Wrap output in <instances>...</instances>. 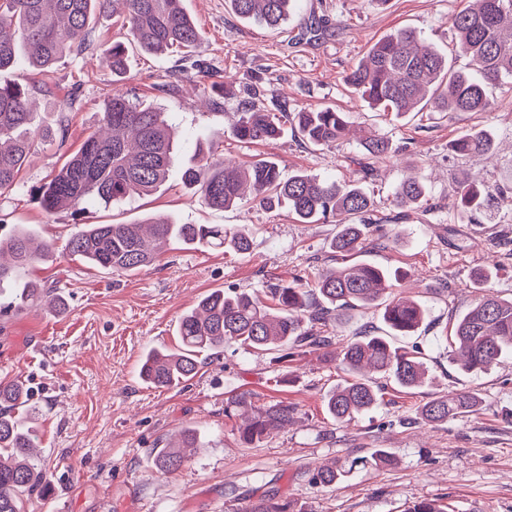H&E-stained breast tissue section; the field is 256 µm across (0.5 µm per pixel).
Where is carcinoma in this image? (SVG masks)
I'll use <instances>...</instances> for the list:
<instances>
[{
	"instance_id": "obj_1",
	"label": "carcinoma",
	"mask_w": 512,
	"mask_h": 512,
	"mask_svg": "<svg viewBox=\"0 0 512 512\" xmlns=\"http://www.w3.org/2000/svg\"><path fill=\"white\" fill-rule=\"evenodd\" d=\"M292 0H230L240 18L253 19L276 28L288 19ZM450 19L456 31L455 58L465 59L468 69H458L433 44L421 41L415 31L401 29L375 42L344 82L372 108L397 116L420 112H490L494 101L487 87L512 77V0H475ZM121 6L129 20L130 43L141 51L162 54L179 49L188 54L199 32L182 6V0H0V72L31 66L46 70L67 53L90 45L89 23L97 11ZM28 89L14 82H0V195L12 192L21 171L28 165L35 138L51 142L56 130L32 127ZM101 129L86 136L79 150L49 181L39 187L37 200L52 214L61 208L81 212L89 206L113 205L146 196L171 173L174 134L163 113L114 92L107 97ZM288 123L285 112H270L254 97L245 106L231 135L241 142L274 140ZM294 128L301 139L313 145L333 144L346 136L344 113L331 108L299 112ZM371 156L389 153V143L377 136L361 141ZM493 142L485 132H466L453 140L450 150L460 155L480 156ZM182 179L206 206L223 210L242 198L251 187L259 202L271 207L285 203L303 224L336 220L338 231L332 244L347 256L359 253L366 239L367 224H353L370 211V197L353 181L328 182L305 173L282 176L278 164L261 158L242 166L224 162L213 146H197L195 162ZM458 205L465 211L484 207L488 193L463 186ZM398 206L428 205L419 179L404 180L395 193ZM175 240L196 249L222 247L244 253L248 236L220 225L175 224L147 218L140 224H80L69 237V256L107 271L136 272L148 266L167 242ZM55 246L38 239L27 228H15L0 237V289H11L15 308L45 304L55 310L61 298L51 289L29 279V268L54 256ZM395 274L371 263L332 267L319 272L307 289L299 283L272 288L261 297L248 293L215 290L185 311L179 319L181 346L176 352L152 348L141 358L140 378L156 388L176 386L192 377L202 354L217 355L226 343H239L261 350L328 348L330 338L319 335L317 325L343 317L354 307H381L382 319L391 336H406L422 324L425 310L410 297L392 292ZM454 355L467 373L487 370L502 355L512 353V298L486 295L460 317L454 332ZM340 364L349 378L325 396L331 418L342 423L380 403L383 393L363 377L372 369L403 389H417L429 382L425 363L414 352L395 345L385 336H358L340 352ZM28 394L23 384H0V512H19L23 493L44 481L33 449L38 436L23 410ZM481 397L475 391L436 395L420 408L422 419L446 422L460 413L476 410ZM241 415L239 438L248 445L261 442L272 431L288 425L293 408L283 402L254 406L246 395L226 402L224 412ZM200 443L192 429L181 432L178 441L154 448L152 466L161 473L180 469L190 458L188 449ZM392 463L384 448L348 464L336 460L316 467L313 485L333 487L356 470ZM245 512H295V505L275 489L249 500Z\"/></svg>"
}]
</instances>
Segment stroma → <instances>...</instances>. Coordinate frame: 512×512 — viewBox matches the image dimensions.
<instances>
[{"label":"stroma","mask_w":512,"mask_h":512,"mask_svg":"<svg viewBox=\"0 0 512 512\" xmlns=\"http://www.w3.org/2000/svg\"><path fill=\"white\" fill-rule=\"evenodd\" d=\"M471 0H294L288 20L272 29L236 16L228 0H183L200 39L192 55L127 52L122 75L112 72L104 45L127 42L122 14H96L92 44L48 71H17L44 106L64 86L73 95L63 137L36 145L18 186L0 196V234L27 224L53 240L52 260L33 278L56 289L63 312L10 307L0 296V382L28 391L40 441L42 484L22 497L21 512H243L258 477L273 480L298 512H403L407 503L444 499L452 512H512V356L488 370L465 373L449 357L450 330L483 294L512 297V77L493 86L489 112H412L396 118L372 111L353 96L343 77L384 36L411 27L452 55V15ZM166 112L178 146L172 172L151 196L118 205L45 214L38 188L99 125L112 92ZM270 111L332 107L346 115L349 136L329 146L301 142L292 131L247 144L230 130L250 93ZM494 141L481 157L453 154L450 143L469 130ZM376 135L391 151L369 157L361 139ZM213 142L226 161H276L283 176L303 172L336 182L358 181L374 202L366 245L344 265L368 262L399 274L395 292L417 299L425 320L398 345L421 353L431 384L406 390L371 375L386 388L382 403L339 423L327 412L325 393L343 382L333 353L353 336H381L378 308L347 311L322 325L333 345L280 360L278 352L228 343L200 360L196 374L171 388L144 384L139 363L147 349L180 345L181 315L216 289L264 294L296 276L314 277L334 266L335 222L299 223L287 208L269 210L253 195L236 207L208 208L181 174L198 142ZM415 175L429 207H397L399 183ZM462 184L488 190L478 213H462ZM178 224H221L251 239L245 253L190 249L169 242L149 267L108 273L65 255L79 224H132L152 214ZM488 273L483 288L477 275ZM474 390L479 410L429 424L417 409L438 393ZM246 394L254 404L282 401L292 422L252 446L241 443L239 416L227 415L228 398ZM187 428L202 444L171 475L156 473L152 449ZM391 451L394 463L355 472L332 488L311 483L326 461Z\"/></svg>","instance_id":"stroma-1"}]
</instances>
